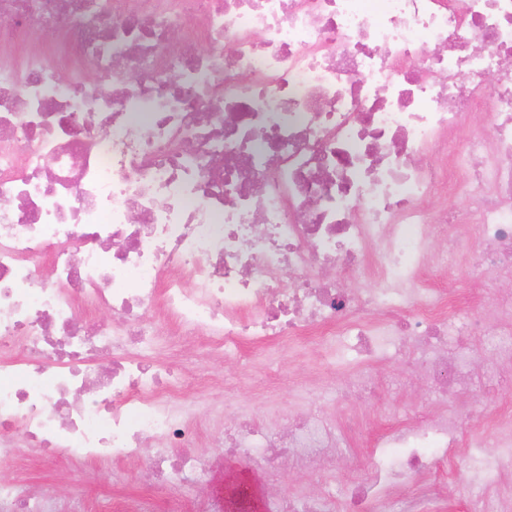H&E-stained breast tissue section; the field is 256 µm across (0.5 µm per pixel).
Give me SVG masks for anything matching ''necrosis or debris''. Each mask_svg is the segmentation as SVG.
Instances as JSON below:
<instances>
[{
    "label": "necrosis or debris",
    "mask_w": 512,
    "mask_h": 512,
    "mask_svg": "<svg viewBox=\"0 0 512 512\" xmlns=\"http://www.w3.org/2000/svg\"><path fill=\"white\" fill-rule=\"evenodd\" d=\"M0 17V469L23 448L147 462L172 494L124 512H226L197 496L215 448L325 485L266 512L436 491L484 415L452 406L475 359L448 339L512 329V298L478 312L421 285L470 249L467 278L512 271V0H0ZM188 336L241 366L275 349L291 375L296 338L328 368L345 336L373 363L413 342L450 408L401 422L336 495L312 413L203 440L189 370L154 356ZM496 426L485 490L512 512ZM0 512L54 510L1 482Z\"/></svg>",
    "instance_id": "obj_1"
}]
</instances>
